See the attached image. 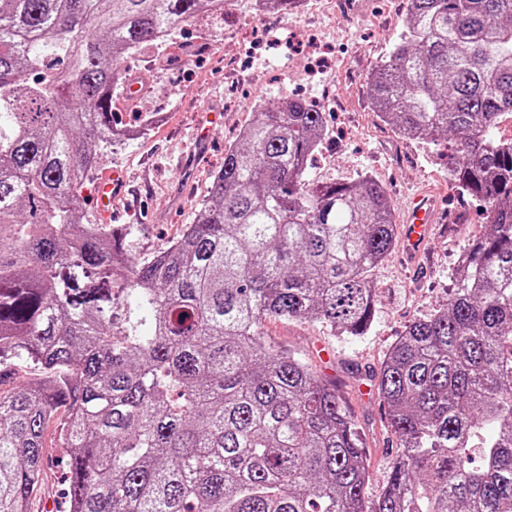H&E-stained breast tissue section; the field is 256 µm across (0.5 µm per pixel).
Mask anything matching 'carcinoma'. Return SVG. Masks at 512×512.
Wrapping results in <instances>:
<instances>
[{
  "label": "carcinoma",
  "mask_w": 512,
  "mask_h": 512,
  "mask_svg": "<svg viewBox=\"0 0 512 512\" xmlns=\"http://www.w3.org/2000/svg\"><path fill=\"white\" fill-rule=\"evenodd\" d=\"M224 0H0V512H27L63 408L65 512H512V0H408L371 72L400 133L448 147L486 205L448 302L375 381L401 454L365 497V442L336 386L261 336L269 319L364 335L397 243L369 177L313 184L316 105L261 107L169 248L130 253L81 190L112 146L123 55Z\"/></svg>",
  "instance_id": "obj_1"
}]
</instances>
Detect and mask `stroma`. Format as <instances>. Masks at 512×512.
Masks as SVG:
<instances>
[{"label":"stroma","mask_w":512,"mask_h":512,"mask_svg":"<svg viewBox=\"0 0 512 512\" xmlns=\"http://www.w3.org/2000/svg\"><path fill=\"white\" fill-rule=\"evenodd\" d=\"M348 10L334 15L320 6L302 19L290 10L255 17L251 0H226L222 14L183 26L164 45L125 55V72L138 77L143 91L133 98L117 91V122L143 127L150 113L163 121L102 151L97 171L125 172L130 195L112 225H133L132 252L150 257L192 222L225 149L257 109L298 95L323 106L327 117L326 139L308 170L311 182L369 175L398 212L407 194L424 190L434 198L443 231L417 261H402L395 252L375 271L376 315L365 335L338 336L309 320H269L262 329L268 343L298 352L335 381L365 435V493L373 499L400 448L382 402L365 391L406 326L447 303L458 259L486 219L484 205H465L449 182L447 140L426 145L407 139L372 104L371 70L401 34L406 0H349ZM43 455L44 481L30 512H51L63 494L66 457L54 427L46 429Z\"/></svg>","instance_id":"35a3bbf8"}]
</instances>
